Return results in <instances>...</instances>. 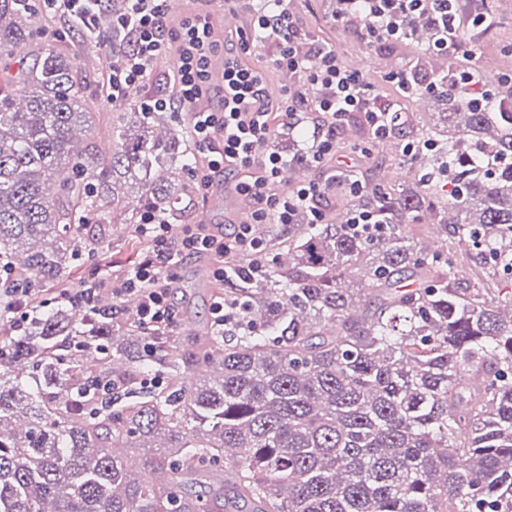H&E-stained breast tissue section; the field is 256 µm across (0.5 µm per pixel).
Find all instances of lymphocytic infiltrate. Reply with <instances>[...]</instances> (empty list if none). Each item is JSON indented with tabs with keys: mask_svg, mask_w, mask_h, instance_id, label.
I'll use <instances>...</instances> for the list:
<instances>
[{
	"mask_svg": "<svg viewBox=\"0 0 512 512\" xmlns=\"http://www.w3.org/2000/svg\"><path fill=\"white\" fill-rule=\"evenodd\" d=\"M457 0H339L334 15L343 22L355 11L366 19L370 45L402 41L411 21L420 14L434 15L439 38L434 47L448 54L476 57L475 50L459 51L456 34L464 20L456 10ZM273 10L254 12L246 26L215 40L209 15L186 19L178 28L166 24V0H119L112 10L115 31L128 33L129 50L117 55L109 78L111 100L126 98L152 73L170 46H178L179 59L173 73V99L155 98L151 107L164 109L170 101L193 105L212 79L216 55L224 57V95L217 105L195 113L189 135L196 153L206 155L207 169L199 184L208 187L214 178L243 171L236 183L239 194L250 196L255 206L236 230L227 236L190 227L178 230L155 218L138 226L149 244L130 267L108 282H88L68 303L78 309L93 307L102 287L115 298L136 295L138 318L150 329H167L175 320L168 292L183 260L206 253L214 256L215 279L237 284L263 277L271 267L263 242L253 233L257 224H291L298 215L309 223H323L318 202L329 184L283 188L285 163L275 146L270 122L272 109L285 112L295 123L310 122L319 135L312 147L314 161L336 157L338 132L348 117L362 113L375 137L389 136L396 117L390 108L377 107L373 87L363 72L346 67L334 47L319 46L320 61L310 65L309 53L294 26L286 0H274ZM277 46L269 66L251 65L249 59L266 44ZM277 68L298 75V84L281 90L278 100L268 91V70Z\"/></svg>",
	"mask_w": 512,
	"mask_h": 512,
	"instance_id": "1",
	"label": "lymphocytic infiltrate"
}]
</instances>
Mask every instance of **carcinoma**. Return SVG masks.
<instances>
[{
  "instance_id": "obj_1",
  "label": "carcinoma",
  "mask_w": 512,
  "mask_h": 512,
  "mask_svg": "<svg viewBox=\"0 0 512 512\" xmlns=\"http://www.w3.org/2000/svg\"><path fill=\"white\" fill-rule=\"evenodd\" d=\"M32 17L0 0V62ZM434 35L431 15L411 22L415 78L439 86L414 94L448 111L385 138L401 161L432 144L414 153L420 177L357 195L336 176L347 211L374 208L380 229L270 227L287 259L234 289L237 320L206 325L186 355L106 302L0 337V512H512V288L456 249L467 238L512 272V174L483 173L512 156V88L460 102ZM75 58L43 48L0 77V260L33 280H64L118 210L176 224L191 207L190 184L156 177L194 164L179 134H155L164 112L116 102L109 156L75 145L96 116ZM424 213L449 232L437 249L416 236Z\"/></svg>"
}]
</instances>
